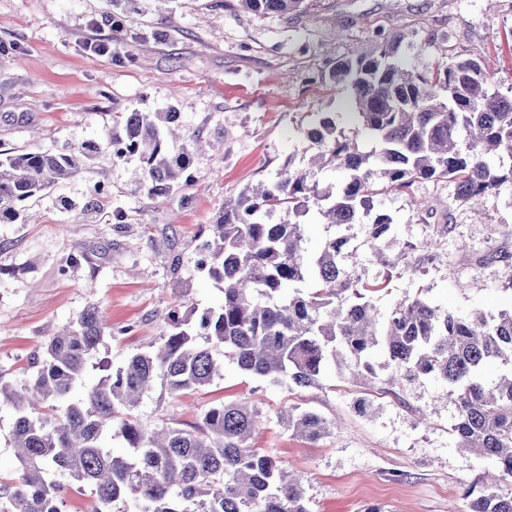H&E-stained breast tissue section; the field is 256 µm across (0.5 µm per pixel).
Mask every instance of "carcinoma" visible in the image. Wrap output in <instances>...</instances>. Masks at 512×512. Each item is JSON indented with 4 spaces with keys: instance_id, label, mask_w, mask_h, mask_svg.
Instances as JSON below:
<instances>
[{
    "instance_id": "carcinoma-1",
    "label": "carcinoma",
    "mask_w": 512,
    "mask_h": 512,
    "mask_svg": "<svg viewBox=\"0 0 512 512\" xmlns=\"http://www.w3.org/2000/svg\"><path fill=\"white\" fill-rule=\"evenodd\" d=\"M258 12H288L305 0H240ZM424 46L397 32L373 50L336 63L329 79L351 93L352 118L380 148L361 152L325 115L308 130L311 165L346 172L337 187L310 173L284 171L277 180L224 202L204 242L202 270L224 293L217 307L181 303L167 315L160 344L130 356L74 397L93 352L112 329L95 307L47 344L29 378L17 386L0 376V403L15 413L17 475L0 476V512H63L64 474L90 488L96 512H309L303 477L284 470L276 456L251 446L260 409L247 402L220 403L187 430L166 422L144 425L137 408L160 383L171 394L210 385L226 355L244 371L288 389L320 387L328 358L347 356L353 377L376 376L380 354L402 382L434 378L448 385L455 409L457 446L488 461L493 473L464 491V512H512V310L489 320L462 316L415 297L382 316L371 297L387 288L350 263V230L362 226L374 255L383 258L393 220L372 211V198L407 193L420 181L443 180L463 198L485 195L512 182V95L492 82L479 58L442 51L430 75L400 62L403 48ZM175 112H129L123 133L101 146L84 142L61 151L0 147V224L26 217L43 192L76 176L103 148L124 160L138 158L135 183L166 195L192 163L176 132ZM316 211L333 228L320 250L304 248V218ZM288 222L271 224L279 213ZM294 294L283 297L285 286ZM203 336L207 345L196 344ZM506 372L494 379L485 367ZM280 422L316 443L336 423L291 406ZM124 442L121 454L107 440Z\"/></svg>"
}]
</instances>
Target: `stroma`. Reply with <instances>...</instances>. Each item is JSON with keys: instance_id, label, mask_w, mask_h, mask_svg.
<instances>
[{"instance_id": "stroma-1", "label": "stroma", "mask_w": 512, "mask_h": 512, "mask_svg": "<svg viewBox=\"0 0 512 512\" xmlns=\"http://www.w3.org/2000/svg\"><path fill=\"white\" fill-rule=\"evenodd\" d=\"M398 30L425 43L423 55H405L418 69L433 68L444 47L482 58L494 82L512 89V11L486 0H309L288 13L252 12L240 0H0V143L104 142L114 116L172 110L206 144L168 195L148 196L135 186L134 161L103 152L39 197L31 220L0 224V377L22 383L52 337L91 306L114 331L94 358L117 367L150 350L180 299L218 305L223 293L200 262L225 200L283 169L306 170L307 132L324 113L360 151L375 149L328 75ZM93 38L111 53L93 52ZM374 206L393 218L392 266L373 261L361 227L352 243L359 273L389 279L373 300L378 310L417 296L489 319L512 307V268L489 259L512 253V183L461 198L447 182L425 181ZM376 373L353 384L331 359L321 387L290 391L228 358L200 391L173 396L156 386L138 414L188 429L211 405L252 401L267 419L252 446L303 475L310 512H460L486 465L454 446L447 385L407 386L382 365ZM361 399L369 413L358 411ZM292 405L337 430L314 445L293 438L278 420Z\"/></svg>"}]
</instances>
